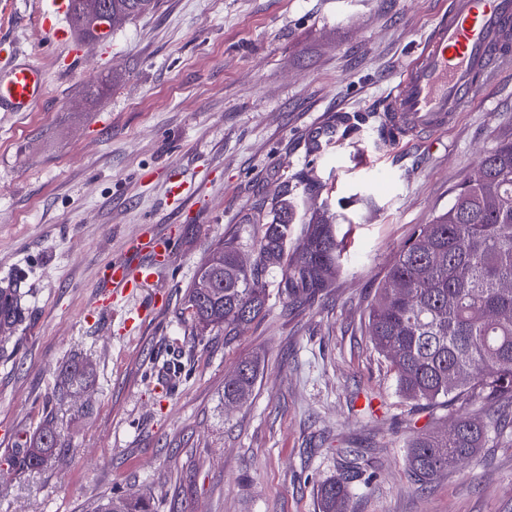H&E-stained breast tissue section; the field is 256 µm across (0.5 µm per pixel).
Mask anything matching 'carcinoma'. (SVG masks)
Wrapping results in <instances>:
<instances>
[{"label":"carcinoma","mask_w":512,"mask_h":512,"mask_svg":"<svg viewBox=\"0 0 512 512\" xmlns=\"http://www.w3.org/2000/svg\"><path fill=\"white\" fill-rule=\"evenodd\" d=\"M69 23L84 39L99 38L90 23L85 0H70ZM115 30L155 7V0H111ZM294 205L283 199L272 220L262 225L251 267L238 263L232 242L219 241L198 271L211 276L214 288L200 294L196 284L185 292V311L192 328L202 335L224 330L236 336L266 311V289L259 273L280 270L278 292L292 305L314 302L330 288L346 249L336 225L313 216L301 228L293 248ZM512 141L501 142L480 157L474 175L455 193L448 209L397 252L379 300L369 312L368 326L379 353L390 363L398 390L427 406L457 407L448 433H419L408 445L407 467L420 485L475 459L489 432L502 433L512 420ZM12 300L14 317L0 314V332H11L23 319L26 292L0 289ZM260 361L246 358L236 378L224 382V403H242L253 393ZM94 370L75 361L61 379L71 394L90 383ZM63 447L53 407L46 405L39 431L15 448L10 461L20 474L45 466ZM361 467L346 462L343 477L320 485V512H348V484ZM92 512H154L148 496H111Z\"/></svg>","instance_id":"carcinoma-1"}]
</instances>
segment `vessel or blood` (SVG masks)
I'll list each match as a JSON object with an SVG mask.
<instances>
[{
    "label": "vessel or blood",
    "instance_id": "1",
    "mask_svg": "<svg viewBox=\"0 0 512 512\" xmlns=\"http://www.w3.org/2000/svg\"><path fill=\"white\" fill-rule=\"evenodd\" d=\"M512 64V0H451L446 19L393 84L384 114L387 141L445 129L474 103L501 68ZM42 69L11 57L0 68V112H29L42 100ZM146 262L113 261L102 273L104 297L154 282L172 252L165 240L138 241Z\"/></svg>",
    "mask_w": 512,
    "mask_h": 512
}]
</instances>
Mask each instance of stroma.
I'll return each instance as SVG.
<instances>
[{"label":"stroma","mask_w":512,"mask_h":512,"mask_svg":"<svg viewBox=\"0 0 512 512\" xmlns=\"http://www.w3.org/2000/svg\"><path fill=\"white\" fill-rule=\"evenodd\" d=\"M49 0H0V55L46 74L44 101L0 112V288L23 274L24 321L0 347V512H90L112 492L157 512H318L341 448L367 465L350 512H512V437L473 465L415 484L406 446L455 411L402 396L368 313L398 249L447 210L480 157L512 140V68L439 133L388 146L379 105L448 0H157L80 55L42 25ZM353 139L313 152L337 111ZM194 199H168L172 174ZM295 222L336 217L347 241L327 294L292 307L279 271L264 316L239 335L193 336L183 293L219 239L246 263L281 193ZM169 236L156 282L95 309L99 272L136 237ZM260 356L251 398L224 403ZM86 358L95 383L68 401L59 374ZM52 404L64 446L9 463Z\"/></svg>","instance_id":"stroma-1"}]
</instances>
